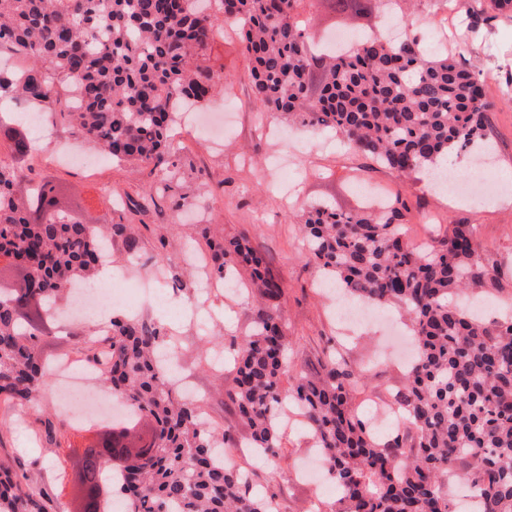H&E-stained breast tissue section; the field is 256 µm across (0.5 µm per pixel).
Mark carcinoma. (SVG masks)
<instances>
[{"label":"carcinoma","mask_w":512,"mask_h":512,"mask_svg":"<svg viewBox=\"0 0 512 512\" xmlns=\"http://www.w3.org/2000/svg\"><path fill=\"white\" fill-rule=\"evenodd\" d=\"M327 2L339 16H370L384 12L386 0ZM473 3L476 25L512 12V0ZM310 7L312 0H0V49L26 62L20 76L0 72V96L45 104L47 116L105 157L149 170L180 210L188 195L170 142L172 104L209 100L221 76L204 60L222 17L238 27L250 63L252 111L331 129L397 180L488 143L493 104L464 60L429 53L416 36L365 40L347 54L329 43L316 51ZM62 95L80 109L54 112ZM23 129L0 110V137L20 156L32 154ZM20 179L0 160V259L29 265L20 287L0 292V401L28 407L49 382L41 327L74 284L95 277L103 244L120 241L133 254L138 240L132 225L84 224L62 202L52 219H41L42 193L64 186L34 183L21 202ZM408 213L398 193L379 210L340 212L319 202L296 215L322 276L363 302L398 306L409 320L415 358L392 393L403 426L379 436L360 418L356 393L365 372L334 344L314 373L292 372L288 326L271 307L253 313L246 335L201 337V349L224 347L233 371L225 396L249 447L271 464L280 458V406L304 416L339 490L329 512H460L447 489L450 473L480 499V512H512V315L486 321L450 301L498 283L474 225L450 224L417 247L405 228ZM200 234L213 276H232L261 298L283 294L248 235L218 237L206 224ZM110 329L101 379L126 402L128 417L84 448L77 485L91 489L79 496V512H98L102 484L111 489L107 512H280L274 486L256 496L255 473L218 460L233 447V432L204 422L203 407L161 375L164 350L177 338L139 316H114ZM103 448L121 457V469L104 462ZM42 498L25 474L0 464V512H45Z\"/></svg>","instance_id":"1"}]
</instances>
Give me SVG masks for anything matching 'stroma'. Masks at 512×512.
<instances>
[{
    "label": "stroma",
    "mask_w": 512,
    "mask_h": 512,
    "mask_svg": "<svg viewBox=\"0 0 512 512\" xmlns=\"http://www.w3.org/2000/svg\"><path fill=\"white\" fill-rule=\"evenodd\" d=\"M466 0H458L455 17L454 51L480 72L487 81V94L497 109L490 115L491 138L495 151L487 173L491 189L480 207H472L463 199L432 188L426 174L416 173L404 181L395 180L384 168L370 166L368 159L349 148L332 132H302L290 128L287 120L278 119L275 131L262 135L254 128V115L244 106L248 96V60L232 31L216 37L210 54L214 69L224 71L231 82L216 94L214 105L234 113L235 125L224 137L223 151H215L194 137L176 139L181 160V175L189 188L190 209L208 210L214 222V233L230 238L247 233L252 246L265 258L270 272L284 286L276 302L288 322L290 335L297 342L289 354L291 370L314 372L328 338L342 341V350L350 362L366 371V389L375 397L388 396L398 385L405 369L392 358L391 350L398 342L383 328L384 320L399 322L401 314L388 306L377 321L359 326L349 337L339 331L338 293L318 288V272L304 254L296 213L304 206L326 202L336 209L350 211L366 204L356 181H373L399 192L412 204L410 237L423 234V220L435 214L439 224H473L482 245V258L494 267L501 291L487 307L488 314L497 308L512 306V91L505 78L512 74V14L499 16L491 25L476 28L463 26L467 17ZM378 18L333 20L323 0H316L307 13V29L314 38L325 33H359L362 26L378 25ZM286 155L287 171L277 172L270 166V154ZM0 158L13 160L24 181L16 187L18 197H25L26 181L51 180L65 185L71 200L81 201V219L98 225L123 216L138 229L139 249L127 253L122 242H114L110 262L120 272L137 281L152 275L156 255H163L164 266L172 275L186 268L185 252L201 250L205 241L196 225L179 223L166 203L146 210L116 213L117 198L140 199L146 195L150 180L146 174L127 165L105 162L96 179H86L79 169L36 162L34 157H12L11 146L0 140ZM168 242L167 251H160V242ZM168 289L166 308L170 315L167 327L182 341L181 356L187 371L208 397V411L213 424L227 428L236 418L224 404V392L232 381L231 374L212 371L196 347L198 337L214 332L242 335L249 326L257 303L249 295L233 297L216 294L207 298L197 327L180 322L173 314L183 293L171 278L165 279ZM89 340L88 327L76 325L71 334L56 327L42 331L41 351L44 357L59 359L64 355L83 354ZM64 421L54 443L41 439L45 422ZM28 428L17 431L13 416L0 406V460L21 464L30 482L38 484L52 512H65L73 497L74 464L88 441L101 433L98 419L73 421L63 419L53 391H45L36 408L27 412ZM283 457L278 464L255 460L256 482H274L280 492L282 512H305L309 498L330 504L337 495L333 484L321 492L299 473V463L310 456L311 442L302 426L289 428L282 437Z\"/></svg>",
    "instance_id": "1"
}]
</instances>
